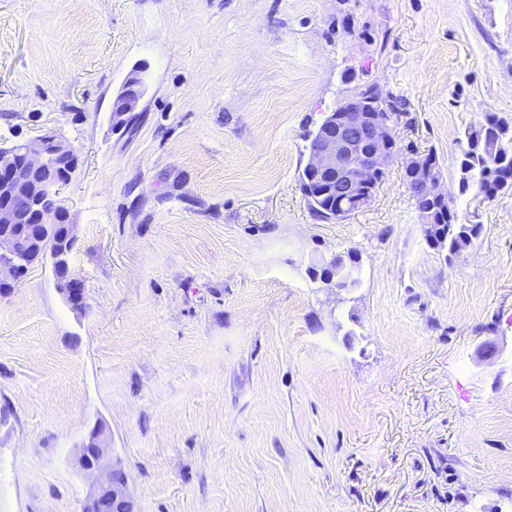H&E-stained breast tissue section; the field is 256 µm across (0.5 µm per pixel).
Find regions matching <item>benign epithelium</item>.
<instances>
[{
  "label": "benign epithelium",
  "instance_id": "benign-epithelium-1",
  "mask_svg": "<svg viewBox=\"0 0 512 512\" xmlns=\"http://www.w3.org/2000/svg\"><path fill=\"white\" fill-rule=\"evenodd\" d=\"M141 79L129 77L116 95L112 111L125 116L137 112L144 91ZM393 101L377 88L348 99L338 111L325 116L316 147L310 153L308 172L313 180L333 192L342 215L369 204L388 169L401 162L409 180H417L419 194L448 201L442 175L425 155L401 153L398 122L392 117ZM76 162L74 146L55 133L0 147V225H20L17 233L0 234V296H7L29 272L27 254L52 227L65 225L64 239L75 245V224L58 200V182L51 167ZM63 298H85L84 282L72 276L69 263L53 268ZM78 465L91 477L81 512H101L112 503V512H138L123 462L112 453L103 428L93 429L79 449Z\"/></svg>",
  "mask_w": 512,
  "mask_h": 512
}]
</instances>
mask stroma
I'll list each match as a JSON object with an SVG mask.
<instances>
[{
    "label": "stroma",
    "instance_id": "35a3bbf8",
    "mask_svg": "<svg viewBox=\"0 0 512 512\" xmlns=\"http://www.w3.org/2000/svg\"><path fill=\"white\" fill-rule=\"evenodd\" d=\"M370 84L483 226L453 258L400 165L309 207L304 136ZM488 112L512 0H0V146H75L87 288L75 314L46 263L0 298V512H81L97 425L140 512H512V189L459 190ZM351 251L357 286L312 279ZM141 79L139 77L130 76L121 91L116 95L113 102L112 112H123V116L134 115L137 112L144 91L140 86Z\"/></svg>",
    "mask_w": 512,
    "mask_h": 512
}]
</instances>
